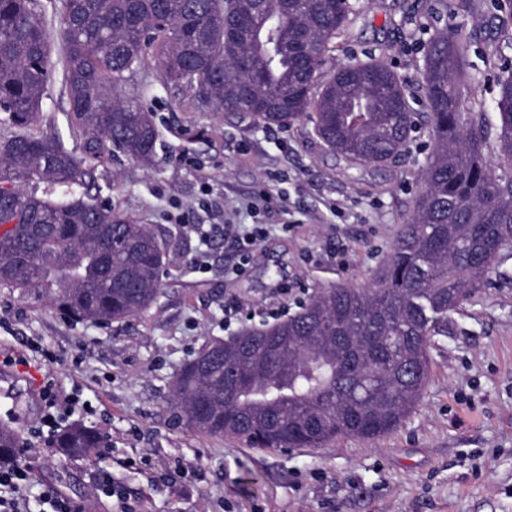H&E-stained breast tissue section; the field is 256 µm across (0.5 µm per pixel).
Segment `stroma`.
Wrapping results in <instances>:
<instances>
[{"instance_id":"obj_1","label":"stroma","mask_w":512,"mask_h":512,"mask_svg":"<svg viewBox=\"0 0 512 512\" xmlns=\"http://www.w3.org/2000/svg\"><path fill=\"white\" fill-rule=\"evenodd\" d=\"M336 40L337 62L380 59L420 101L422 44L433 28L457 35L471 65L469 105L493 118L499 65L512 62V23L491 0L432 16L423 0H351ZM51 36L53 77L35 131L81 150L64 84L61 0H38ZM152 112L156 155L144 165L115 151L92 160L91 193L168 245L154 305L123 322L95 325L47 299L0 286V352L15 356L0 382V423L26 441L34 467L30 512L48 489L86 512H512V257L449 314L429 348L430 376L411 415L366 443L342 438L319 448H251L175 423L167 411L173 377L207 343L245 326L288 318L300 302L338 285H367L388 258L421 186L428 149L419 127L399 161L348 167L310 124L264 129L249 118L198 107L154 63L122 87ZM284 206L250 212L259 191ZM269 225L245 276L224 264L233 244L216 238L211 272L198 271L192 225L212 219ZM85 402L76 421L103 432L109 458L56 454L37 428L40 385ZM108 473L121 497L98 489Z\"/></svg>"}]
</instances>
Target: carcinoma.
I'll return each mask as SVG.
<instances>
[{
    "instance_id": "obj_1",
    "label": "carcinoma",
    "mask_w": 512,
    "mask_h": 512,
    "mask_svg": "<svg viewBox=\"0 0 512 512\" xmlns=\"http://www.w3.org/2000/svg\"><path fill=\"white\" fill-rule=\"evenodd\" d=\"M241 9L233 0H63L64 81L80 157L32 131L52 75L35 0H0V121L16 129L0 142V226L12 225L0 235V284L40 289L68 315L98 325L155 302L165 255L150 227L87 192L53 198L36 190L85 182L87 160L114 148L152 162L153 117L120 96L149 46L168 82L216 112L267 128L307 120L353 167L400 158L417 113L391 67L342 64L321 80L352 14L344 0H263L238 24ZM467 68L458 39L434 29L422 68L430 137L422 187L371 284L327 288L285 320L242 329L260 346L290 337L286 371L255 370L230 392L225 374L243 361L204 348L173 380L168 404L178 423L253 448H317L377 440L415 409L432 338L512 254V74L497 82L491 126L467 107ZM103 443L100 431L75 423L57 435L55 451L88 459ZM16 445V433L1 426L0 460Z\"/></svg>"
}]
</instances>
